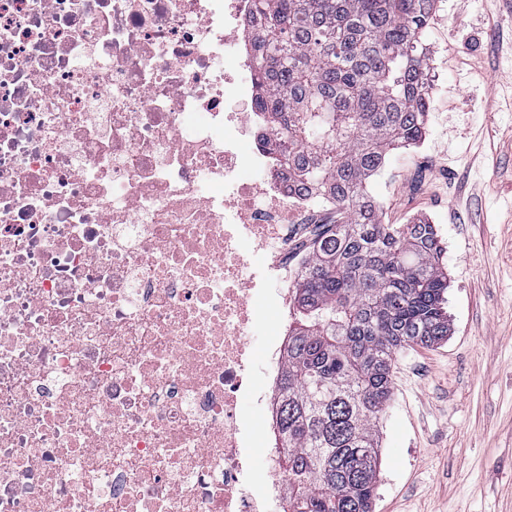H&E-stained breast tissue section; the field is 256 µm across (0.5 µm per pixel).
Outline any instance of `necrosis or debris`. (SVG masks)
Masks as SVG:
<instances>
[{"label": "necrosis or debris", "instance_id": "1", "mask_svg": "<svg viewBox=\"0 0 512 512\" xmlns=\"http://www.w3.org/2000/svg\"><path fill=\"white\" fill-rule=\"evenodd\" d=\"M250 11L0 0V512H263L285 478L266 314L335 206L257 140Z\"/></svg>", "mask_w": 512, "mask_h": 512}]
</instances>
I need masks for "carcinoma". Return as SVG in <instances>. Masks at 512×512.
<instances>
[{"instance_id":"carcinoma-1","label":"carcinoma","mask_w":512,"mask_h":512,"mask_svg":"<svg viewBox=\"0 0 512 512\" xmlns=\"http://www.w3.org/2000/svg\"><path fill=\"white\" fill-rule=\"evenodd\" d=\"M436 0H253L262 147L288 183L336 200L291 281L277 394L285 512H372L376 419L395 353L448 338L435 225L384 224L370 179L426 133Z\"/></svg>"}]
</instances>
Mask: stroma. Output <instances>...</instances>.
Returning a JSON list of instances; mask_svg holds the SVG:
<instances>
[{
    "mask_svg": "<svg viewBox=\"0 0 512 512\" xmlns=\"http://www.w3.org/2000/svg\"><path fill=\"white\" fill-rule=\"evenodd\" d=\"M425 140L369 192L435 224L451 333L399 351L373 512H512V6L438 0Z\"/></svg>",
    "mask_w": 512,
    "mask_h": 512,
    "instance_id": "obj_1",
    "label": "stroma"
}]
</instances>
